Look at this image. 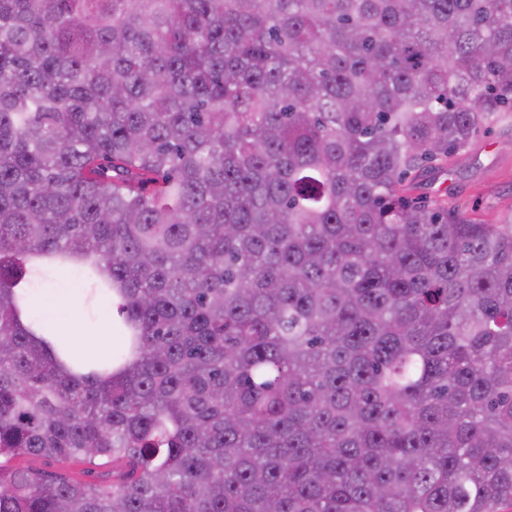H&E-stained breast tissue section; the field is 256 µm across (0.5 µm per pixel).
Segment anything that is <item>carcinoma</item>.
I'll list each match as a JSON object with an SVG mask.
<instances>
[{"instance_id":"carcinoma-1","label":"carcinoma","mask_w":512,"mask_h":512,"mask_svg":"<svg viewBox=\"0 0 512 512\" xmlns=\"http://www.w3.org/2000/svg\"><path fill=\"white\" fill-rule=\"evenodd\" d=\"M512 0H0V512H502ZM82 283L112 349L36 323ZM440 179L431 196L447 189L448 203L467 215L497 222L512 213V126L501 124L481 131L471 146L448 165L447 180ZM8 465L47 478L62 476L77 482H95L102 476L112 479V461L104 465H91L82 460L19 455L9 460Z\"/></svg>"}]
</instances>
